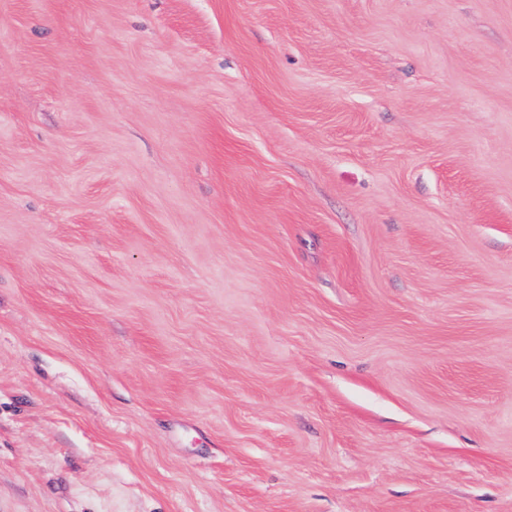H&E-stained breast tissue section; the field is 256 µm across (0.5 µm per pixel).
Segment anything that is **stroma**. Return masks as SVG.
I'll list each match as a JSON object with an SVG mask.
<instances>
[{
	"mask_svg": "<svg viewBox=\"0 0 512 512\" xmlns=\"http://www.w3.org/2000/svg\"><path fill=\"white\" fill-rule=\"evenodd\" d=\"M0 512H512V0H0Z\"/></svg>",
	"mask_w": 512,
	"mask_h": 512,
	"instance_id": "obj_1",
	"label": "stroma"
}]
</instances>
